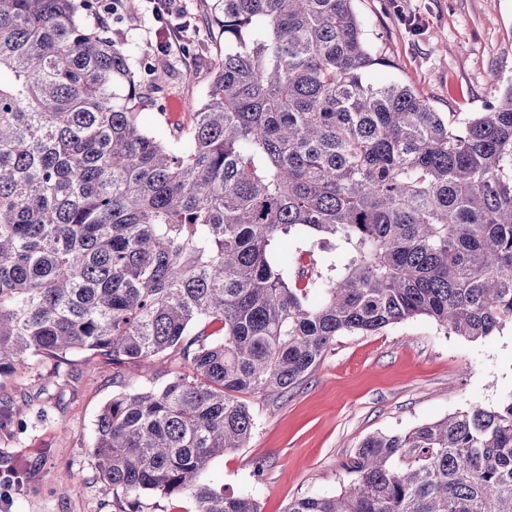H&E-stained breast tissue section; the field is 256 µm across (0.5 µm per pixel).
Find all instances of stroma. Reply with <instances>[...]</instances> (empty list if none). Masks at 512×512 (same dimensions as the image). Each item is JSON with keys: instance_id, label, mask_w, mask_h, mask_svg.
<instances>
[{"instance_id": "1", "label": "stroma", "mask_w": 512, "mask_h": 512, "mask_svg": "<svg viewBox=\"0 0 512 512\" xmlns=\"http://www.w3.org/2000/svg\"><path fill=\"white\" fill-rule=\"evenodd\" d=\"M215 0H139L135 14H112L136 55L175 61L174 84L141 107L146 130L188 127L205 99L224 36L211 23ZM364 39L384 63L373 80L415 88L437 111L465 117L483 111L512 84V0H354ZM208 47L205 61L195 59ZM179 363L145 362L115 377L100 358L72 356L68 366L33 356L0 378V469L28 472L11 512H197L188 493L116 497L98 475L94 424L122 390L161 386ZM512 397V328L471 341L417 317L372 334L337 337L288 393H259L246 402L255 427L245 447L226 452L210 471L215 487L248 485L256 461L260 512H286L290 500L332 495L347 476L340 463L377 432L413 428L478 405Z\"/></svg>"}]
</instances>
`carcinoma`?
<instances>
[{
	"label": "carcinoma",
	"mask_w": 512,
	"mask_h": 512,
	"mask_svg": "<svg viewBox=\"0 0 512 512\" xmlns=\"http://www.w3.org/2000/svg\"><path fill=\"white\" fill-rule=\"evenodd\" d=\"M353 2L219 0L224 57L172 139L137 112L171 66L138 75L94 0H0V376L79 352L186 369L99 414L116 495L259 512L208 479L252 434L244 396L288 392L344 333L512 327V86L456 118L372 81ZM341 468L287 512H512V398L370 435Z\"/></svg>",
	"instance_id": "cac0c4a2"
}]
</instances>
